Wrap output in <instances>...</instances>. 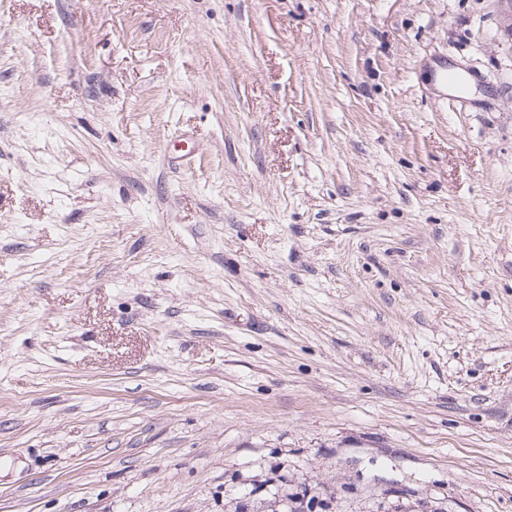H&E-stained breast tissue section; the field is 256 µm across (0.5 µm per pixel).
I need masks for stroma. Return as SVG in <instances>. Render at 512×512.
I'll return each mask as SVG.
<instances>
[{"mask_svg":"<svg viewBox=\"0 0 512 512\" xmlns=\"http://www.w3.org/2000/svg\"><path fill=\"white\" fill-rule=\"evenodd\" d=\"M508 8L0 0V512H512Z\"/></svg>","mask_w":512,"mask_h":512,"instance_id":"stroma-1","label":"stroma"}]
</instances>
